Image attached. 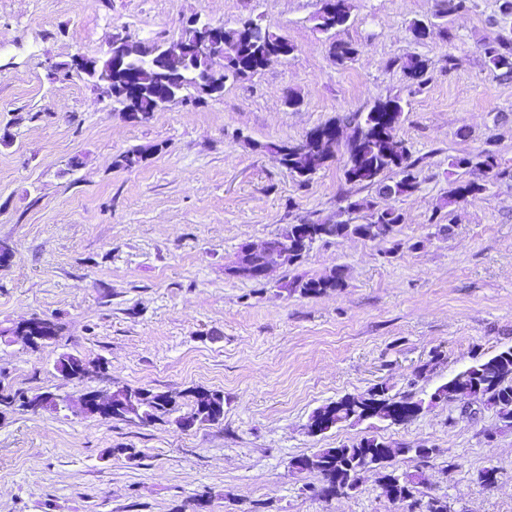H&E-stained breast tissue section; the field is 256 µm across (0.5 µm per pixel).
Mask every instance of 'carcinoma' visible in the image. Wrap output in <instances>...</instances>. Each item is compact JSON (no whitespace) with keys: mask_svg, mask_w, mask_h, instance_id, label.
<instances>
[{"mask_svg":"<svg viewBox=\"0 0 512 512\" xmlns=\"http://www.w3.org/2000/svg\"><path fill=\"white\" fill-rule=\"evenodd\" d=\"M347 0H337L336 12L318 14L317 28L329 31L344 24L349 18ZM257 39L246 44L244 54L238 60L225 63L224 79L241 78L247 75L246 67L250 56L264 52L279 36L269 29L255 25ZM357 49L348 43L332 45L333 62L343 65L353 59ZM484 55L490 73L496 78L512 77V40L499 38L484 44ZM400 67L414 80H423L427 61L420 57L396 60ZM403 107L397 98L378 100L366 112L348 118L352 132L348 138L346 157L343 164L345 181L377 188L382 197H400L413 193L419 185L418 167L421 158L413 156L410 147L395 134L401 120ZM269 150L282 154V163L305 184L329 159L327 147L306 141L290 145H274ZM477 165L484 168V179L455 181L448 189V203H456L469 197L475 198L486 191V179L498 178V164L494 155L485 152ZM344 211L348 215L363 210L369 211V218L361 224L348 220L336 224H311L308 235L299 233L300 225L290 224L283 228L281 236L288 238V265L298 264L312 245L330 238L357 237L363 240H388L393 237L396 227L402 223V215L392 207H380L367 199L352 200L345 197ZM341 271L332 270L318 277H297L285 288L304 297L317 296L341 287ZM390 388L380 382L366 393L349 395L316 409L310 417V425H323L329 430L341 423H359L366 419L395 423V418L411 413L419 414L424 404L430 405L457 398H473L482 405L492 408L506 427H512V347L498 351L491 356L476 355L470 365L457 372L429 396V400L416 399L410 395L396 398L389 394ZM31 410L30 403L22 392H4L0 389V415L8 409ZM177 396L154 394L139 413L157 419L178 410ZM436 449L425 445L416 448L406 443H391L376 436H364L336 448H323L312 455L293 458L292 467L320 475L322 485L319 495L330 497L354 491L358 488L360 472L373 469L380 472V483L387 496L397 501L414 498L419 488L426 483L423 471H387L390 461L401 455L414 454L422 460L429 459Z\"/></svg>","mask_w":512,"mask_h":512,"instance_id":"obj_1","label":"carcinoma"}]
</instances>
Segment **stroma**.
<instances>
[{"label": "stroma", "instance_id": "stroma-1", "mask_svg": "<svg viewBox=\"0 0 512 512\" xmlns=\"http://www.w3.org/2000/svg\"><path fill=\"white\" fill-rule=\"evenodd\" d=\"M350 19L321 31L320 0H0V328L35 316L57 340L33 350L0 341V383L67 396L68 408L0 418V512H408L373 470L359 487L324 498L317 473L291 461L367 434L434 448L425 496L451 512H512V428L463 400L405 424L366 420L309 431L317 408L384 382L428 398L475 354L512 346V180L448 204L451 181L479 178L459 157L496 154L512 170V81L490 74L485 42L512 37L497 0L441 16L443 0H349ZM198 17L252 19L292 53L222 95L178 100L146 122L62 66L98 59L115 37L172 45ZM431 22L426 38L412 30ZM450 27L446 39L442 27ZM358 53L339 66L333 43ZM428 62L417 84L395 62ZM297 106H289V98ZM400 98L397 138L421 157L418 189L389 199L403 243L357 238L315 243L301 263L257 282L229 272L243 245L290 224L342 221L345 197L376 199L346 183L348 129L333 156L300 184L267 146L375 101ZM145 147L132 168L118 160ZM450 227L441 233L440 224ZM343 272L341 288L291 294L297 276ZM70 353L105 362L81 382L54 368ZM121 386L224 393V418L182 429L86 416L89 390ZM493 466L498 484L474 481Z\"/></svg>", "mask_w": 512, "mask_h": 512}]
</instances>
